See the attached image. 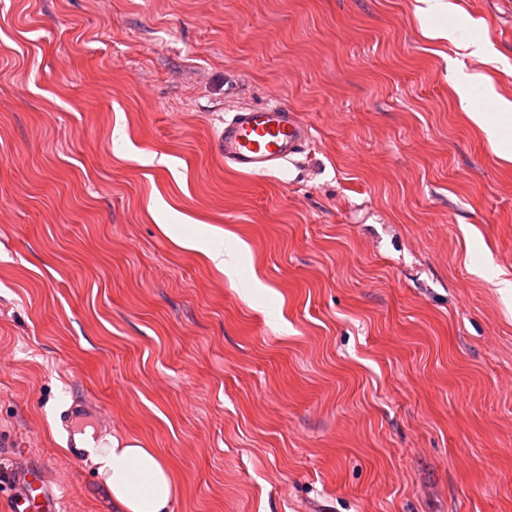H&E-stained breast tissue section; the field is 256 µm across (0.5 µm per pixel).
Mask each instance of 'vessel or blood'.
I'll return each mask as SVG.
<instances>
[{
    "label": "vessel or blood",
    "mask_w": 512,
    "mask_h": 512,
    "mask_svg": "<svg viewBox=\"0 0 512 512\" xmlns=\"http://www.w3.org/2000/svg\"><path fill=\"white\" fill-rule=\"evenodd\" d=\"M311 139L299 115L276 103L237 109L225 120L216 146L226 167L261 173L304 153ZM12 489V512H64V498L54 490L43 465L21 472L13 479Z\"/></svg>",
    "instance_id": "b4317fda"
}]
</instances>
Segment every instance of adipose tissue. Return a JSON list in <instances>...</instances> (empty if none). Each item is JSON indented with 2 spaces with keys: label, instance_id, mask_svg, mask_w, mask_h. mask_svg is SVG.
Instances as JSON below:
<instances>
[{
  "label": "adipose tissue",
  "instance_id": "obj_1",
  "mask_svg": "<svg viewBox=\"0 0 512 512\" xmlns=\"http://www.w3.org/2000/svg\"><path fill=\"white\" fill-rule=\"evenodd\" d=\"M451 78L461 89L462 110L486 133L499 156L512 161V141L503 135L504 124L512 125V102L502 99L496 113L482 112L469 89L474 84L488 85L487 76L458 70ZM76 442L95 468L114 512H170L178 485L170 467L154 449L143 447L138 440L109 434L98 439L80 435Z\"/></svg>",
  "mask_w": 512,
  "mask_h": 512
}]
</instances>
